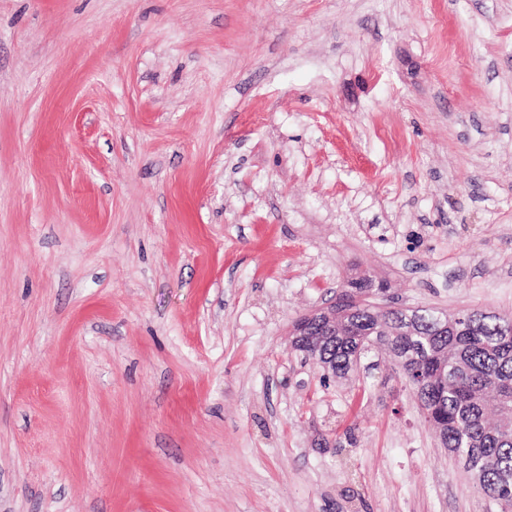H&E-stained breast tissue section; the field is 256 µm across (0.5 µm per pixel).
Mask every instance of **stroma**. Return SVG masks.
Wrapping results in <instances>:
<instances>
[{"mask_svg":"<svg viewBox=\"0 0 512 512\" xmlns=\"http://www.w3.org/2000/svg\"><path fill=\"white\" fill-rule=\"evenodd\" d=\"M365 273L512 313V0H0V512H497Z\"/></svg>","mask_w":512,"mask_h":512,"instance_id":"obj_1","label":"stroma"}]
</instances>
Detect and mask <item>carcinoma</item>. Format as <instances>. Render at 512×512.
Masks as SVG:
<instances>
[{"label": "carcinoma", "instance_id": "cac0c4a2", "mask_svg": "<svg viewBox=\"0 0 512 512\" xmlns=\"http://www.w3.org/2000/svg\"><path fill=\"white\" fill-rule=\"evenodd\" d=\"M375 325L360 305L336 321V335L298 352L317 354L328 374L343 378L377 339ZM383 326L390 330L383 348L405 381L428 388L430 400L419 406L444 447L499 512H512V317L409 309L383 314Z\"/></svg>", "mask_w": 512, "mask_h": 512}]
</instances>
